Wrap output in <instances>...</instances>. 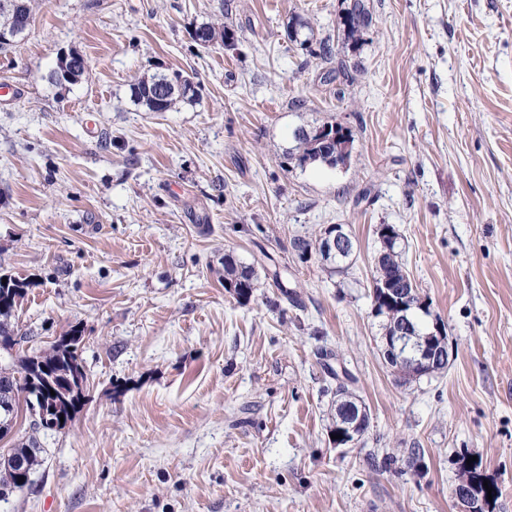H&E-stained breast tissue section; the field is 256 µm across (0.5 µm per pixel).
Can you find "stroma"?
<instances>
[{"mask_svg": "<svg viewBox=\"0 0 512 512\" xmlns=\"http://www.w3.org/2000/svg\"><path fill=\"white\" fill-rule=\"evenodd\" d=\"M349 2L35 0L0 47L21 90L0 99V275L30 283L21 352L81 331L89 394L0 512H456L464 451L512 512V0H369L353 42ZM296 16L347 78L321 82ZM219 19L236 49L194 41ZM63 52L86 70L60 86ZM174 70L194 102H131ZM324 122L350 130L348 164L295 166L293 131ZM331 224L356 243L336 272L291 249ZM383 224L448 336V367L409 383L378 350ZM228 251L257 266L248 299ZM325 351L370 411L352 445ZM372 22L373 15L368 0L351 1L344 16V26L347 27L348 37L353 36L360 29L370 27ZM257 273L253 264H246L224 254V288L238 299H248L256 287Z\"/></svg>", "mask_w": 512, "mask_h": 512, "instance_id": "1", "label": "stroma"}]
</instances>
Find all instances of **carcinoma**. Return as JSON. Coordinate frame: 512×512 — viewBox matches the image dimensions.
Listing matches in <instances>:
<instances>
[{"label": "carcinoma", "instance_id": "obj_1", "mask_svg": "<svg viewBox=\"0 0 512 512\" xmlns=\"http://www.w3.org/2000/svg\"><path fill=\"white\" fill-rule=\"evenodd\" d=\"M32 18V0H0V26H8L17 29L21 34H26ZM373 15L368 0H351L344 16V26L347 27V35L371 26ZM194 40L201 46H209L220 42L226 47L235 45L234 34L223 25L204 23L194 32ZM317 49L314 50L315 58L325 65L324 81L331 82L337 76L345 74L342 68L332 67L336 56V48L332 39L321 38L316 41ZM196 97V84L194 76L183 71L172 73H156L148 78L138 80L131 86V101L134 105L142 107L149 112H165L177 102L194 100ZM316 127H301L294 132V148L288 152V159L295 161L300 167L310 165H324L336 167L347 163L352 146V135L345 131L335 154L328 158L322 155L320 144L316 143L314 136ZM381 247L375 256V276L373 279L372 298L376 315L381 316L384 310L390 308V302L386 300L381 289L382 284L390 283L396 288L411 287V278L406 270L399 250L398 234L395 228L388 224L380 226L378 231ZM257 273L254 265L246 264L232 254L224 255V288L239 299L250 297L256 288ZM29 282L24 279L9 275L5 283H0V300L7 301L5 309H0V337L16 336L21 340L27 338V334L21 332L12 322L14 311L23 299ZM82 342L81 333L73 329L68 334L59 337L46 350L32 356L18 355L9 357V361L0 364V400L4 394H13L14 401L25 402L26 409L41 408L45 405L54 408L53 416L65 415L64 422L58 429H63L67 423L73 420L77 411L89 400L86 385L73 382L66 385L64 381L74 378V374L81 372L83 366L80 361L79 346ZM48 368L51 372L59 374L61 381L48 383L42 377V368ZM342 377L336 382V418L342 417V410L357 401L349 389V383L353 382L348 371L334 373V377ZM42 448L36 435L32 434L16 443L13 453L23 458L28 467L26 482H31V475L41 465L40 453ZM470 458L467 453L458 457L457 464L461 477H469L472 493L473 512H494L499 490L494 484L492 497H487L486 480L481 469V462L476 460L471 464L466 463ZM19 482L16 468L4 463L0 464V497L6 498L11 490L17 488Z\"/></svg>", "mask_w": 512, "mask_h": 512}]
</instances>
